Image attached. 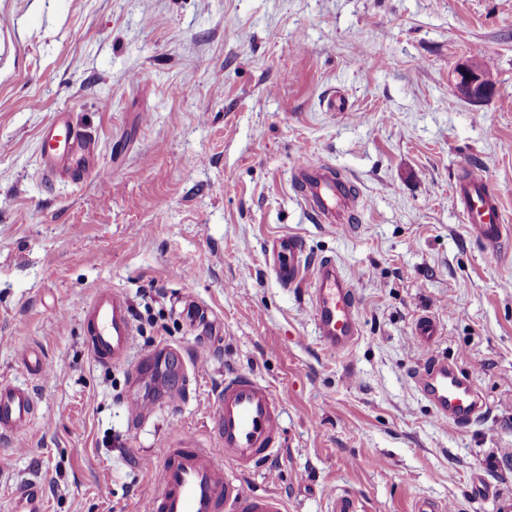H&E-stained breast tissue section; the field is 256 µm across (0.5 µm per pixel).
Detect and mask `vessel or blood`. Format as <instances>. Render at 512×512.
Here are the masks:
<instances>
[{"mask_svg": "<svg viewBox=\"0 0 512 512\" xmlns=\"http://www.w3.org/2000/svg\"><path fill=\"white\" fill-rule=\"evenodd\" d=\"M39 149L45 177L68 176L83 182L95 168L97 142L74 126L68 112L55 113L41 130ZM294 187L304 209L318 223L344 224L353 210L350 185L329 166L297 169ZM504 192L485 175L468 170L453 186L455 204L476 242L486 250L500 248L512 231L504 222ZM274 273L283 287L309 281V305L326 353L345 354L361 330L352 280L331 257L307 262L304 247L293 235L278 237L273 245ZM81 318L95 362L127 363L136 335L128 300L103 289L82 304ZM416 343L427 360L415 374L434 415L467 426L482 419L488 407L473 375L436 352L440 324L431 313L420 314L413 327ZM35 411L30 388L0 383V434H17ZM284 409L269 385L248 373L225 377L215 393L208 447L185 439L157 449L158 487L149 512H283L281 501L269 494L245 491L236 472L268 462L282 443ZM46 489L38 480L21 485L15 512H44Z\"/></svg>", "mask_w": 512, "mask_h": 512, "instance_id": "1", "label": "vessel or blood"}]
</instances>
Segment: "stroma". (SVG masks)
<instances>
[{"mask_svg": "<svg viewBox=\"0 0 512 512\" xmlns=\"http://www.w3.org/2000/svg\"><path fill=\"white\" fill-rule=\"evenodd\" d=\"M469 56L492 66L479 103L448 79ZM63 108L98 142L81 184L41 171L39 133ZM322 163L354 191L350 226L312 222L295 192V169ZM469 168L506 188L512 226V0H0V381L37 403L0 438V512L36 477L47 512H148L146 459L207 445L231 371L283 402L282 451L239 480L284 512L335 496L512 512V249L485 251L461 219L451 186ZM284 234L352 277L347 355L322 351L308 284L272 272ZM102 288L131 305L132 361L174 350L136 423L130 364L99 365L84 336L80 306ZM426 311L490 407L472 426L436 420L415 385Z\"/></svg>", "mask_w": 512, "mask_h": 512, "instance_id": "35a3bbf8", "label": "stroma"}]
</instances>
